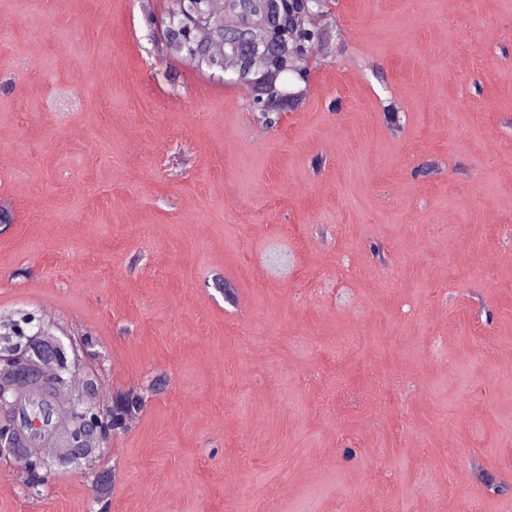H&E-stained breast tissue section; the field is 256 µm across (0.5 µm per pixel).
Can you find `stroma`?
<instances>
[{"label": "stroma", "instance_id": "obj_1", "mask_svg": "<svg viewBox=\"0 0 512 512\" xmlns=\"http://www.w3.org/2000/svg\"><path fill=\"white\" fill-rule=\"evenodd\" d=\"M168 4L0 0V318L166 380L0 512H512V0H333L265 130Z\"/></svg>", "mask_w": 512, "mask_h": 512}]
</instances>
